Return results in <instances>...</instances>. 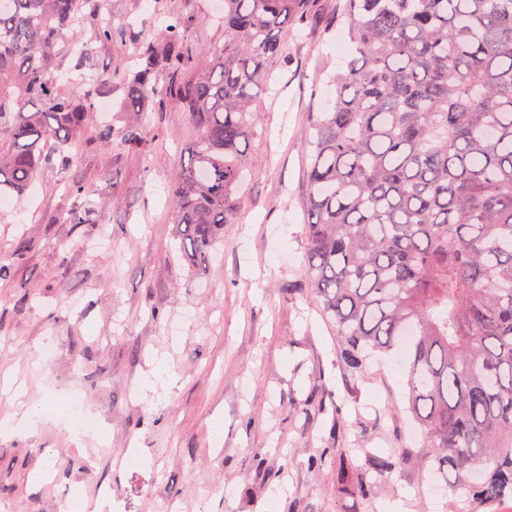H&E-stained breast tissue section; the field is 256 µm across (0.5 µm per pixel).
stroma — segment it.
Returning <instances> with one entry per match:
<instances>
[{
	"label": "stroma",
	"instance_id": "stroma-1",
	"mask_svg": "<svg viewBox=\"0 0 512 512\" xmlns=\"http://www.w3.org/2000/svg\"><path fill=\"white\" fill-rule=\"evenodd\" d=\"M212 0H111L116 26L154 39L166 15L192 18L196 70L209 67L224 28ZM339 0H316L312 24L275 63L286 87L257 91L260 120L248 145L251 180L224 242L199 261L173 238L166 189L194 129L176 102L163 111L114 112L115 128L146 130L138 152L77 146L73 176L92 187L90 224L60 222L76 201L55 149L32 187L0 209V377L24 380L34 407L80 395L105 428L74 441L54 417L0 433V512H458L455 495L424 465L430 450L406 410L399 358L376 356L363 373L342 370L336 333L304 275L305 140L313 113L333 104ZM86 57L63 51L64 92L83 75L109 77L128 54L93 39ZM25 244L23 261L11 259ZM166 359L177 381L141 391ZM403 448L401 469L374 458ZM135 465H128V458ZM354 463L342 489L336 474ZM49 478L32 482L35 472Z\"/></svg>",
	"mask_w": 512,
	"mask_h": 512
}]
</instances>
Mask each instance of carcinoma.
Wrapping results in <instances>:
<instances>
[{"label": "carcinoma", "instance_id": "1", "mask_svg": "<svg viewBox=\"0 0 512 512\" xmlns=\"http://www.w3.org/2000/svg\"><path fill=\"white\" fill-rule=\"evenodd\" d=\"M102 0H0V196L24 193L56 145L66 176L101 79L59 90L63 36ZM314 0H224V44L195 80L189 19L168 15L157 40L111 23L95 38L131 51L112 71L120 109L175 93L195 136L170 187L174 238L191 261L224 242L248 180L259 120L253 89L285 55L282 35ZM355 58L333 76L331 110L312 118L304 275L353 375L404 349L410 410L435 473L487 512L512 500V0H344ZM109 148L142 136L95 127Z\"/></svg>", "mask_w": 512, "mask_h": 512}]
</instances>
